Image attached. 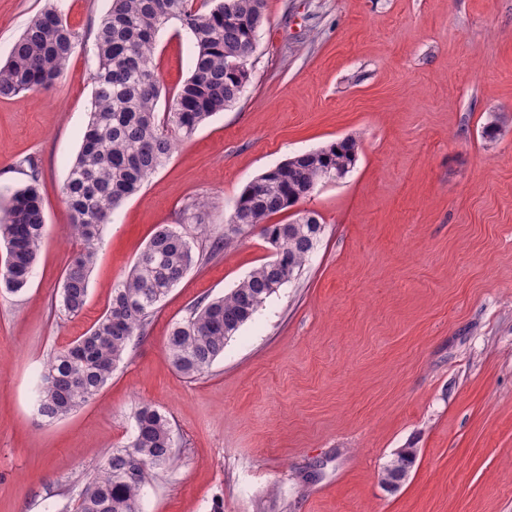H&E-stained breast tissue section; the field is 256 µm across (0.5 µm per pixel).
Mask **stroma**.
<instances>
[{
	"label": "stroma",
	"instance_id": "obj_1",
	"mask_svg": "<svg viewBox=\"0 0 512 512\" xmlns=\"http://www.w3.org/2000/svg\"><path fill=\"white\" fill-rule=\"evenodd\" d=\"M54 3L79 34L63 76L0 99V203L38 170L47 224L26 289L0 287V512H71L142 402L169 418L176 457L139 512H512V0H266L242 97L178 139L115 210L76 317L59 307L76 247L63 185L107 0H0V60ZM193 50L167 23L155 55L164 103ZM344 138L358 146L351 171L271 218L318 215L301 274L206 374H177L173 323L271 259L255 229L213 252L238 195ZM197 203L203 221L187 223ZM162 225L202 263L93 401L42 422L44 362L90 328ZM405 448L414 465L388 489L383 472Z\"/></svg>",
	"mask_w": 512,
	"mask_h": 512
}]
</instances>
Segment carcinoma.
Wrapping results in <instances>:
<instances>
[{
  "label": "carcinoma",
  "mask_w": 512,
  "mask_h": 512,
  "mask_svg": "<svg viewBox=\"0 0 512 512\" xmlns=\"http://www.w3.org/2000/svg\"><path fill=\"white\" fill-rule=\"evenodd\" d=\"M212 2L202 11L190 0H109L99 19L91 75L94 108L63 187L72 231L80 241L62 274L60 306L69 315L81 313L87 303L103 226L113 210L152 178L178 138L191 137L244 92L248 56L242 48L266 20L265 0ZM172 19L189 31L195 53L191 75L160 116L163 86L154 56L158 34ZM77 41L78 34L59 8L41 10L0 65V98L55 85ZM355 160L356 143L345 138L299 154L246 185L235 201L231 233L217 240L214 250L228 245L230 234L258 228L271 248L281 251L280 262L255 268L220 298L198 301L172 326L167 349L178 374L195 378L208 371L266 299L298 275L320 238L322 224L305 214L288 224H271L269 219L305 199L318 183L336 178L340 171L348 173ZM45 233L34 177L0 212V240L6 249L0 279L5 288L18 292L28 285ZM195 264L190 242L167 225L159 227L93 325L49 356L37 387L38 415L54 422L93 400L143 335L159 304ZM133 419L132 440L112 449L79 494L76 512H139L142 491L154 470L173 460L167 416L141 404ZM414 462L411 450L397 455L385 468L383 483L392 487L403 481Z\"/></svg>",
  "instance_id": "carcinoma-1"
}]
</instances>
